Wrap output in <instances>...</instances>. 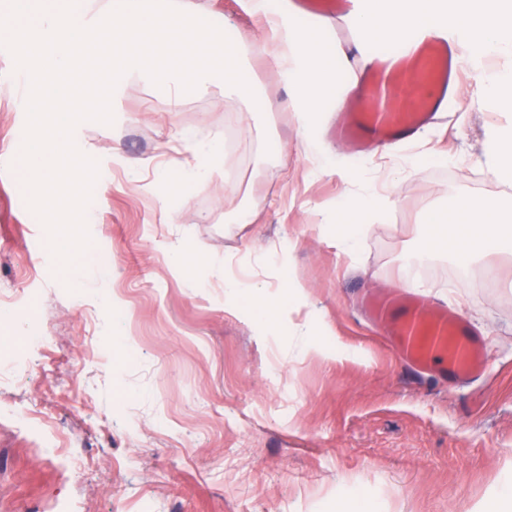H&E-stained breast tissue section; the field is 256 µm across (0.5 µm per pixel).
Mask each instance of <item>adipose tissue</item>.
Returning a JSON list of instances; mask_svg holds the SVG:
<instances>
[{
  "mask_svg": "<svg viewBox=\"0 0 512 512\" xmlns=\"http://www.w3.org/2000/svg\"><path fill=\"white\" fill-rule=\"evenodd\" d=\"M253 13L267 20L262 35L228 44L223 28L202 17L181 12L176 0L151 9L143 0H87L75 12L47 11L36 23L0 19V30L12 42L47 46L50 57L40 79L53 86L58 99L72 112L81 111L67 86L57 77L82 60L91 44L119 48L120 65L111 83L132 81L157 91L168 108L208 94L213 88L234 86L245 112H270L282 108L294 114L302 131L305 157L317 171L334 170L356 201L355 223L339 226L336 247L354 253L358 238L379 223L393 206L394 186L379 187L375 169L354 171L331 166L321 145L319 130L323 105L333 97L325 76L336 61L330 58L321 31L293 28L292 16L272 0H249ZM434 0H389L387 10L358 16L357 24L370 38L398 42L412 29L435 24ZM463 23L477 35L487 51L512 59V0H467ZM266 59L288 88V97L275 104L255 90L246 63ZM192 161L165 179L162 202L175 211L184 185L200 182L219 169L223 146L217 140L196 137L188 141ZM483 155L487 168L503 184L512 183V124L485 130ZM418 250L410 264L430 262L440 248L468 261L492 263L512 258V206L504 202L462 195L450 209L430 211L419 225Z\"/></svg>",
  "mask_w": 512,
  "mask_h": 512,
  "instance_id": "obj_1",
  "label": "adipose tissue"
}]
</instances>
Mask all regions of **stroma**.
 <instances>
[{"instance_id":"1","label":"stroma","mask_w":512,"mask_h":512,"mask_svg":"<svg viewBox=\"0 0 512 512\" xmlns=\"http://www.w3.org/2000/svg\"><path fill=\"white\" fill-rule=\"evenodd\" d=\"M178 2L237 41L260 29L244 0ZM31 52L0 42V294L41 299L28 321L0 316V412L50 420L77 466L0 420V512H489L512 488V261L463 277L451 256L432 262L438 298L488 340L486 370L462 382L399 360L358 304L366 287L388 291L426 208L474 192L484 129L512 112L478 109L464 76L453 112L403 149L440 155L396 175L406 222L375 224L352 260L335 239L345 189L313 170L291 113L243 118L220 88L164 112L127 83L113 124L75 129L100 180L93 245L62 278L15 164L26 115L9 75ZM232 126L233 179L214 172L167 212L161 175L192 160L180 134L221 140ZM277 140L283 152L268 151ZM230 198L259 202L254 223H225ZM183 250L196 254L184 273L172 263ZM227 262L272 298L275 328L249 292L226 297L211 272ZM308 319L312 344L294 349ZM30 327L44 342L10 372L1 358Z\"/></svg>"}]
</instances>
